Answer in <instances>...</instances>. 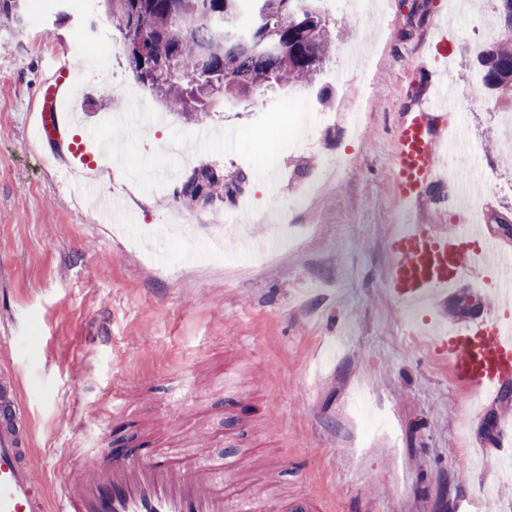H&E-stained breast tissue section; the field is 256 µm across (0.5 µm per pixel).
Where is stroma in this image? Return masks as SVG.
Instances as JSON below:
<instances>
[{"label":"stroma","mask_w":512,"mask_h":512,"mask_svg":"<svg viewBox=\"0 0 512 512\" xmlns=\"http://www.w3.org/2000/svg\"><path fill=\"white\" fill-rule=\"evenodd\" d=\"M345 23L336 51L309 84L269 88L214 106L199 142L197 122L164 114L118 134L119 109L164 113L134 78L122 37L101 0H0V366L15 369L31 416L33 475L86 469L132 440L157 451L224 460L230 478L252 483L268 504L308 501L311 512H512V484L498 482L492 424L462 405L447 361L410 343L412 323L385 287L388 244L404 216L393 193L391 157L399 112L427 101L443 70L434 47L446 39L450 81L478 78L472 56L496 0H474L440 35L448 0H323ZM107 39L112 66L84 70L82 126L53 145L35 141L36 90L62 45ZM365 41L366 121L359 138L323 126L349 97L332 75L341 50ZM305 95L310 115L288 110ZM473 166L489 181L484 203L512 214V161L499 146L498 114L512 94L486 92L462 107ZM296 125L311 143L283 153L277 185L260 174L274 135ZM94 128V150L118 148L126 196L118 234L71 183L69 143ZM340 164L329 170L326 160ZM209 165L243 192L200 207L154 180L159 169ZM326 191L305 200L312 183ZM292 225L287 249L259 263L236 243L214 250L226 216L272 234V210ZM374 392L398 428L396 441H351L345 410Z\"/></svg>","instance_id":"35a3bbf8"}]
</instances>
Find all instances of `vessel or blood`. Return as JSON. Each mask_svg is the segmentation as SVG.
Returning <instances> with one entry per match:
<instances>
[{
	"instance_id": "vessel-or-blood-1",
	"label": "vessel or blood",
	"mask_w": 512,
	"mask_h": 512,
	"mask_svg": "<svg viewBox=\"0 0 512 512\" xmlns=\"http://www.w3.org/2000/svg\"><path fill=\"white\" fill-rule=\"evenodd\" d=\"M72 76L70 66L53 70L43 82L36 135L45 143L60 139L67 114L58 89ZM437 108L414 105L400 112L392 157L395 195L412 209L440 188L455 170L439 153L436 110L452 111L459 93L439 76ZM448 212L451 233L406 221L392 243L393 259L385 286L403 307L438 299L448 307V324L439 348L453 379L486 401L502 400L512 390V319L486 308L488 288L512 295V252L501 234L472 223L457 203ZM31 433L17 373L0 368V512H244L255 497L252 486L226 492L223 465L206 457L186 462L145 448L115 449L79 477L57 478L53 490L37 487L31 468Z\"/></svg>"
}]
</instances>
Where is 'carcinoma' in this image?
Returning <instances> with one entry per match:
<instances>
[{
  "label": "carcinoma",
  "instance_id": "obj_1",
  "mask_svg": "<svg viewBox=\"0 0 512 512\" xmlns=\"http://www.w3.org/2000/svg\"><path fill=\"white\" fill-rule=\"evenodd\" d=\"M112 27L131 51L136 80L172 112L208 116L218 99L313 80L336 45L321 0H103ZM496 22L512 32V0H498ZM477 63L489 90H512V40L498 39ZM242 180L227 182L211 166L193 169L179 196L191 204L232 198Z\"/></svg>",
  "mask_w": 512,
  "mask_h": 512
}]
</instances>
